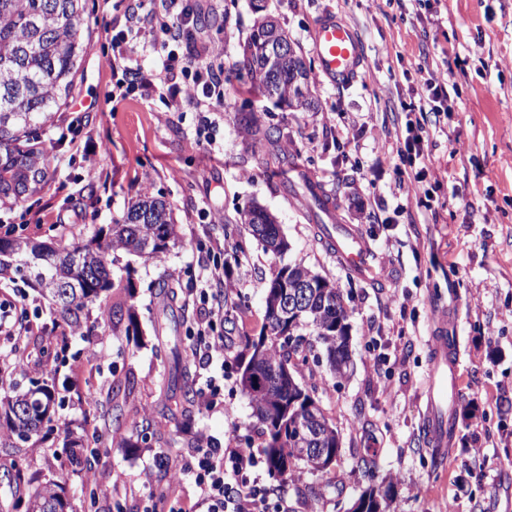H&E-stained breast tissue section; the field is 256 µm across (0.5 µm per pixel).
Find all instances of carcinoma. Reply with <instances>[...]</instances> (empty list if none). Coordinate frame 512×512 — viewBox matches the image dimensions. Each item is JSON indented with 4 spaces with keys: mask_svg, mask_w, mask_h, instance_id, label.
<instances>
[{
    "mask_svg": "<svg viewBox=\"0 0 512 512\" xmlns=\"http://www.w3.org/2000/svg\"><path fill=\"white\" fill-rule=\"evenodd\" d=\"M266 15H259L243 46L239 78L247 88L292 111L311 108V74L299 47L292 56L273 65L265 52ZM85 0H0V201H17L18 196L32 195L47 178L40 152L22 148L21 140L53 119V110L70 94L77 60L83 52ZM304 93H297V84ZM250 136V148L266 168L288 172L295 162L283 146L275 128H263L252 117L241 118ZM289 190L301 186L311 210H328L332 202L322 185L305 177L286 182ZM224 238L233 240L231 254L224 263L247 261L250 239L260 241L265 250L281 255L288 242L281 235L276 217L267 209L253 206L243 212L238 224L224 225ZM180 239L167 203L146 194L138 195L123 218L111 225L105 236L61 247H47L30 237L0 239V276L12 273L28 278L43 270L65 280V295L57 297L47 288H39L60 309L65 324L78 327L85 319L88 304L114 289H123L133 297L130 280L110 276L109 256L123 249L147 260L166 253ZM158 295L173 308L181 284L162 280ZM301 297L298 311H288L284 298ZM348 317L342 295L329 278L314 273L301 264L282 267L270 280L266 291L264 327L258 338H244L239 355V382L251 397L258 420L265 426L264 454L274 475L292 476L290 466L301 461L310 471L327 470L338 455L336 429L329 423L314 396V390L295 378L297 362L307 363L313 343L325 351L330 371L346 375L349 336L337 326ZM112 330L124 329L128 336L141 333L133 306H112ZM168 360L171 378L159 414L176 422L191 419L196 395L193 375L186 357L173 349ZM131 393L130 380L112 382L107 393L108 408L115 428L122 425L123 406ZM55 396L43 385L0 399V447L8 448L13 440L41 441L43 424L55 414ZM307 420L315 441L313 448L323 457L324 465L314 464L312 456L295 453L299 447L296 420ZM110 428L94 430L86 446V462L98 458L105 447ZM393 485L369 486L359 496L363 512H385ZM62 481L50 480L28 499L26 508L35 512L64 510Z\"/></svg>",
    "mask_w": 512,
    "mask_h": 512,
    "instance_id": "obj_1",
    "label": "carcinoma"
}]
</instances>
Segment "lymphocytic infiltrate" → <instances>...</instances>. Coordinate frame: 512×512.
Here are the masks:
<instances>
[{
  "label": "lymphocytic infiltrate",
  "mask_w": 512,
  "mask_h": 512,
  "mask_svg": "<svg viewBox=\"0 0 512 512\" xmlns=\"http://www.w3.org/2000/svg\"><path fill=\"white\" fill-rule=\"evenodd\" d=\"M165 18L159 27L142 30L144 42L161 45L167 53L163 74L157 75L129 65L122 35L112 37V53L105 61L111 71H122L131 85L143 92L163 91L168 106L174 110L190 107L212 112L224 103V51L216 46L200 52L187 51L197 38V17L202 9L199 0H160ZM448 100V89L437 78L423 83L418 105L412 106L405 122V137L396 143L398 159L409 160L417 170L412 178L399 181L398 189L408 197L430 196L427 185L429 167L425 145L428 126L440 117ZM223 265L211 268L208 281L217 288L212 296H201L203 308L196 323L198 344L190 349L200 368L209 367L223 358L228 344L217 333L227 310L225 295L232 282L224 278ZM181 476L193 477L200 490L198 507L205 512H295L284 492H271L263 483L259 461L251 446L216 448L203 434H196L188 450V459L180 468Z\"/></svg>",
  "instance_id": "f902f5d3"
}]
</instances>
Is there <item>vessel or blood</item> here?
Masks as SVG:
<instances>
[{"mask_svg": "<svg viewBox=\"0 0 512 512\" xmlns=\"http://www.w3.org/2000/svg\"><path fill=\"white\" fill-rule=\"evenodd\" d=\"M312 43L319 69L331 83L347 86L357 79L364 64L363 47L356 31L345 20L333 14L323 15L314 27ZM328 241L337 258L352 272L362 276L369 271V247L357 231L337 227ZM459 361V348L449 341L447 334L436 336L425 390L423 427L431 448L437 450H446L449 444L452 426L448 403L459 393Z\"/></svg>", "mask_w": 512, "mask_h": 512, "instance_id": "obj_1", "label": "vessel or blood"}]
</instances>
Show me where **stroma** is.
Segmentation results:
<instances>
[{
    "instance_id": "stroma-1",
    "label": "stroma",
    "mask_w": 512,
    "mask_h": 512,
    "mask_svg": "<svg viewBox=\"0 0 512 512\" xmlns=\"http://www.w3.org/2000/svg\"><path fill=\"white\" fill-rule=\"evenodd\" d=\"M252 2L210 0L201 17L205 39L222 44L232 75L223 111L203 115L169 110L159 94L136 90L128 100L109 101L123 75L104 65L112 49L107 22L127 30L131 66L159 73L165 55L138 34L140 0H87L85 52L72 94L34 142L47 181L22 201L0 203V237L67 245L108 230L146 190L166 201L181 241L157 260L115 255L114 273L130 274L135 284L139 339L113 334L95 303L81 328L68 327L38 289L14 275L0 279V303H12L28 332L14 344L0 336V348L18 349L8 380L14 390L35 381L55 386L62 401L55 426L90 437L104 425L100 403L112 381L127 378L133 391L119 433L130 436L145 415L153 416L154 433L135 448L101 449L89 467L50 442L0 447V512H24L34 490L58 477L75 512H145L148 471L170 482L169 512H184L197 487L190 478L171 482L160 457L180 460L197 432L219 448L244 441L262 448L264 427L238 379L239 339L259 335L265 289L290 263L329 276L343 294L350 369L339 378L311 361L295 374L314 388L336 429V463L312 473L298 462L296 481L266 474L264 484L286 490L296 512H348L363 489L385 480L394 484L386 512H512V0H266L306 58L314 56L312 29L329 11L362 41L366 62L350 86L314 72V112L282 110L236 79L239 46L256 18ZM425 71L447 85L450 112L429 130L442 183L421 205L399 195L389 155L405 131L403 106L416 101ZM245 103L258 123L280 129L303 170L336 191L334 221L364 237L373 276L348 273L319 243L306 198L288 197L274 171L257 166L240 123ZM75 141L100 146L95 176L74 158ZM255 204L276 216L290 250L279 257L251 242L249 275L232 291L243 311L224 322L230 353L207 374L215 379L211 405L196 401L186 425L159 417L169 366L158 351L190 346L197 336L193 308L163 309L156 284L174 279L186 293L203 288L225 225ZM441 323L459 345L463 384L450 448L435 455L423 440L422 411L430 341ZM475 448L480 457L472 456ZM370 452L376 464L368 469L362 459Z\"/></svg>"
}]
</instances>
